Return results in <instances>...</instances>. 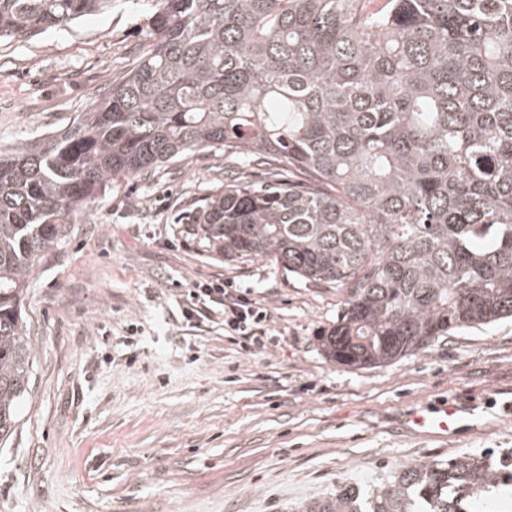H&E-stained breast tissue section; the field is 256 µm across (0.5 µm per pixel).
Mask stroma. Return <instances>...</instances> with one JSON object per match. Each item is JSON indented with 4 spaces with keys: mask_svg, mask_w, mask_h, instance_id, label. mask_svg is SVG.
Wrapping results in <instances>:
<instances>
[{
    "mask_svg": "<svg viewBox=\"0 0 512 512\" xmlns=\"http://www.w3.org/2000/svg\"><path fill=\"white\" fill-rule=\"evenodd\" d=\"M151 0L0 38V147L68 128L119 83L147 41ZM266 169L195 153L117 179L70 219L37 267L26 329L31 391L0 445V512H286L338 482L512 449V319L441 337L371 370L329 361L319 337L343 293L263 258L217 257L181 218L225 180ZM229 282L271 313L255 355L223 325L183 324L193 282ZM454 403L466 426L408 431Z\"/></svg>",
    "mask_w": 512,
    "mask_h": 512,
    "instance_id": "stroma-1",
    "label": "stroma"
}]
</instances>
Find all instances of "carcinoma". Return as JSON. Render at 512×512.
Masks as SVG:
<instances>
[{"label": "carcinoma", "mask_w": 512, "mask_h": 512, "mask_svg": "<svg viewBox=\"0 0 512 512\" xmlns=\"http://www.w3.org/2000/svg\"><path fill=\"white\" fill-rule=\"evenodd\" d=\"M110 0H0L23 39ZM148 47L72 127L0 151V442L28 398L23 311L68 218L188 153L288 168L195 207L203 250L343 291L320 342L369 370L512 317V0H154ZM512 501V450L344 480L292 512Z\"/></svg>", "instance_id": "cac0c4a2"}]
</instances>
